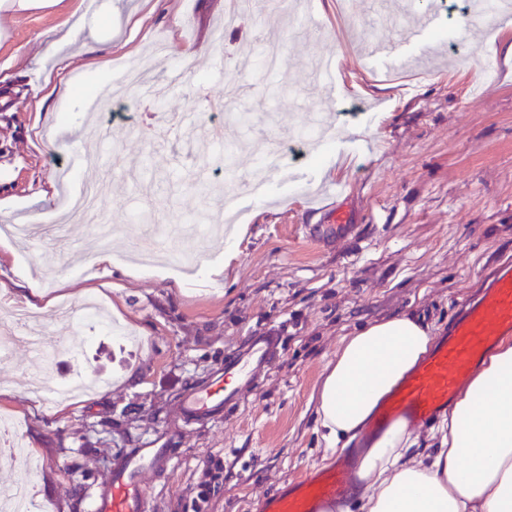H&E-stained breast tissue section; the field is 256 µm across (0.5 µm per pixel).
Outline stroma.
Wrapping results in <instances>:
<instances>
[{"label": "stroma", "mask_w": 512, "mask_h": 512, "mask_svg": "<svg viewBox=\"0 0 512 512\" xmlns=\"http://www.w3.org/2000/svg\"><path fill=\"white\" fill-rule=\"evenodd\" d=\"M295 2L294 15L269 17L286 65L264 77L266 30L246 20L224 27L225 0H112L108 83L133 70L169 92L159 102L132 85L92 120L85 105L42 100L45 85L84 78L90 61L89 46L52 52L38 39L74 0L0 15V200L15 201L0 217L55 223L61 195L100 179L99 209L115 229L107 273H85L99 242L83 229L75 249L21 239L0 262L1 280L32 275L53 300L39 313L58 341L53 361L20 347L0 356V383L14 392L0 418L19 421L35 463L4 475L34 482L50 512H89L109 470L153 444L174 463L145 475L151 512H259L264 496L326 462L315 409L341 337L404 313L444 335L460 300L512 262V14L478 23L445 9L437 30L416 36L388 0ZM379 39L399 43L397 61L366 59ZM174 70L181 80L171 86ZM63 108L70 131L48 138L49 115ZM321 119L327 139L315 147L301 134ZM270 145L286 168L260 200L251 185ZM146 155L144 194L131 166ZM66 167L58 198L40 200ZM230 199L245 233L223 276L210 279ZM64 276L94 286L139 344L60 317L62 302H80ZM270 327L281 353L241 404L181 422V397ZM75 362L105 387L62 413L30 397L32 373L66 382Z\"/></svg>", "instance_id": "obj_1"}]
</instances>
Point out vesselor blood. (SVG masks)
<instances>
[{"label": "vessel or blood", "mask_w": 512, "mask_h": 512, "mask_svg": "<svg viewBox=\"0 0 512 512\" xmlns=\"http://www.w3.org/2000/svg\"><path fill=\"white\" fill-rule=\"evenodd\" d=\"M511 333L512 265L505 263L478 295L461 302L447 335L435 339L424 359L386 395L367 425L366 437L380 435L397 422L415 429L447 412L498 337ZM279 350L276 332L255 330L243 349L227 358L223 369L205 386L184 395L179 406L182 421L218 418L238 402L243 387ZM170 460L167 448L136 449L103 479L92 499L91 512H149L143 475ZM358 469L357 455L338 458L264 498L259 512H346Z\"/></svg>", "instance_id": "vessel-or-blood-1"}]
</instances>
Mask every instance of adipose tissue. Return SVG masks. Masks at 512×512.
Here are the masks:
<instances>
[{
	"mask_svg": "<svg viewBox=\"0 0 512 512\" xmlns=\"http://www.w3.org/2000/svg\"><path fill=\"white\" fill-rule=\"evenodd\" d=\"M71 33L111 51L112 0H97ZM431 345L429 326L412 315L342 338L316 410L327 453L348 448ZM428 437L432 451H419V434L397 423L371 441L358 472L361 512H512V338L500 340Z\"/></svg>",
	"mask_w": 512,
	"mask_h": 512,
	"instance_id": "adipose-tissue-1",
	"label": "adipose tissue"
}]
</instances>
